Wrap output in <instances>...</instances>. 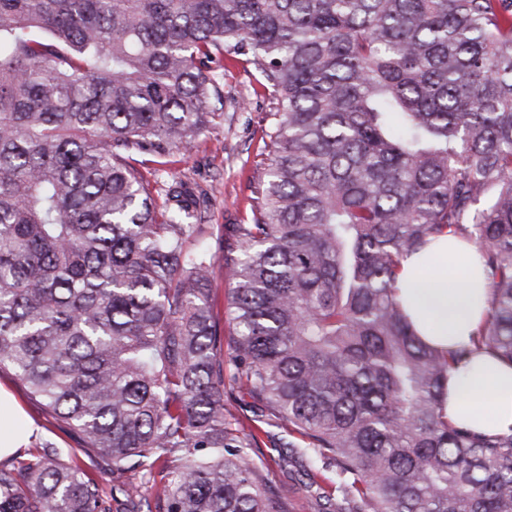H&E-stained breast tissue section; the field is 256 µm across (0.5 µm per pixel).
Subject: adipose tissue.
Listing matches in <instances>:
<instances>
[{"label":"adipose tissue","mask_w":512,"mask_h":512,"mask_svg":"<svg viewBox=\"0 0 512 512\" xmlns=\"http://www.w3.org/2000/svg\"><path fill=\"white\" fill-rule=\"evenodd\" d=\"M488 281L472 245L441 238L403 265L398 294L425 342L443 349L471 344L485 316ZM448 421L482 434L512 432V364L484 351L448 376ZM35 428L0 390V459L18 453Z\"/></svg>","instance_id":"1"}]
</instances>
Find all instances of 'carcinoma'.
<instances>
[{"instance_id": "obj_1", "label": "carcinoma", "mask_w": 512, "mask_h": 512, "mask_svg": "<svg viewBox=\"0 0 512 512\" xmlns=\"http://www.w3.org/2000/svg\"><path fill=\"white\" fill-rule=\"evenodd\" d=\"M245 61L276 96L224 253L164 166ZM442 236L489 283L473 346L416 336L402 262ZM512 363V0H0V368L82 440L0 465V512H288L250 456L328 460L317 512H512V433L444 419L474 349ZM139 482L104 488L85 449ZM210 288H212L214 313L221 321V325L225 319L226 297L228 292V282L224 278V269L222 262H216L213 275L211 278ZM226 334V335H225ZM224 336H228V327L224 323ZM227 353V346L224 342V375L226 376L224 403L240 422L248 425L251 423L250 419L253 418V411L257 410L258 405L255 404L247 394H244L236 387L232 388V386L229 385L227 376L232 371V366L228 361Z\"/></svg>"}]
</instances>
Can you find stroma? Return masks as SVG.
Returning <instances> with one entry per match:
<instances>
[{"instance_id":"1","label":"stroma","mask_w":512,"mask_h":512,"mask_svg":"<svg viewBox=\"0 0 512 512\" xmlns=\"http://www.w3.org/2000/svg\"><path fill=\"white\" fill-rule=\"evenodd\" d=\"M257 77L248 64L232 69L224 79V105L212 127L191 147L175 152L164 171H156L151 162L141 167L146 178L162 180L173 173L191 187L207 191L210 204L203 231L212 252L219 256L235 245L231 225L245 220L250 213L249 183L263 149L262 128L267 113L276 106L272 97L254 95ZM0 385L18 399L34 422L38 438L54 442L60 458H67L79 446V438L40 401L32 399L11 370L0 369ZM251 454L266 464L265 475L272 487L288 491L290 512H314L316 502L310 485L334 478L336 473L335 466L329 463L311 467L294 458L278 462V453L267 440L260 442Z\"/></svg>"}]
</instances>
